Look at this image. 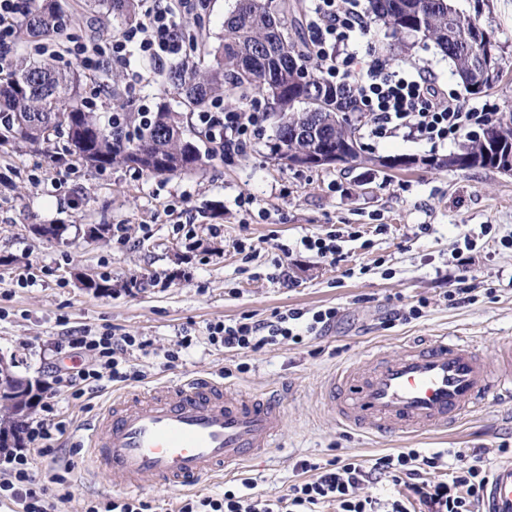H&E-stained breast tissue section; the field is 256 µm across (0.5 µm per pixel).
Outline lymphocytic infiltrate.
<instances>
[{"instance_id": "lymphocytic-infiltrate-1", "label": "lymphocytic infiltrate", "mask_w": 512, "mask_h": 512, "mask_svg": "<svg viewBox=\"0 0 512 512\" xmlns=\"http://www.w3.org/2000/svg\"><path fill=\"white\" fill-rule=\"evenodd\" d=\"M141 23L102 41L38 45L39 54L69 55L81 59L88 70H97L101 58L130 67L133 59L160 64L182 54L183 27L202 17V0H142ZM30 10L29 0H0V72L14 63L13 46L19 26ZM308 28L310 46L323 77L331 84H343L354 93L360 110L372 114L366 133L385 139L399 131L412 138L438 143L453 139L469 126L488 123L489 113L464 111L456 97L440 88L415 61H405L398 69H386L382 62L368 68L358 65L350 47L366 36L370 22L360 0H309ZM207 138L223 144L225 150L240 149L248 139L260 133V113L248 109H225L213 102L196 117ZM338 311L328 307L312 313L289 311L271 319L244 316L233 323L216 322L207 327L211 344L240 354L259 352L288 341L295 344L319 337L335 323ZM139 337L111 332L96 336L70 331L63 336L60 349L79 357L76 366L55 364L50 368L56 382L66 383L73 396L80 397L88 385L102 380L138 381L142 375L128 364L132 348H145ZM64 422L42 419L25 431L23 447L0 454V504L20 505L22 512H59L68 498L67 478L52 476L56 492L36 481L30 449L49 453L54 436L63 432ZM447 467V478L425 479L426 469ZM303 480L285 493L268 497L254 493L253 482L225 489L219 496L191 497L182 501L178 512H319L324 504H334L336 512H478L488 472L482 452L430 448H405L375 458L371 465L354 459H333L325 465L300 461ZM391 479L400 494L384 498L365 494L363 485Z\"/></svg>"}]
</instances>
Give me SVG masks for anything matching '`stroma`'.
Returning a JSON list of instances; mask_svg holds the SVG:
<instances>
[{
	"label": "stroma",
	"instance_id": "1",
	"mask_svg": "<svg viewBox=\"0 0 512 512\" xmlns=\"http://www.w3.org/2000/svg\"><path fill=\"white\" fill-rule=\"evenodd\" d=\"M452 4L498 47L503 73L487 93L468 95L453 62L433 43L382 23L356 43V55L393 69L416 61L464 108L503 118L512 113V0ZM125 86L122 79L105 87L87 80L82 98L104 114L137 111L144 97L154 106L181 107L165 74L133 95ZM251 107L263 115L260 136L221 156L216 144L200 138L204 164L176 174L151 175L123 164L97 171L24 143L0 150V352L16 357L20 375L47 383L66 331L109 330L148 342L130 356L143 381L105 382L80 399L66 387L56 392L55 413L66 429L52 446L60 462L74 465L64 512H82L88 500L116 494L105 476L90 473L84 424L122 390H147L188 375L223 381L244 394L280 391L282 445L235 474L189 490L144 479L139 493L157 512H177L186 494L216 495L245 478L256 493L280 494L301 480L295 464L303 459L323 464L352 457L367 464L395 448H479L491 467L505 458L500 445L512 447L507 405L480 411L445 435L402 439L346 429L321 397L329 372L373 346L395 354L405 340L448 334L472 338L491 354L501 337L512 336V249L501 244L512 235V175L422 165V158L458 152L460 140H376L365 133L366 112L351 115L362 131L360 159L331 168L289 167L271 151L275 121L265 102ZM393 157L418 163L399 170L374 164ZM37 224L63 226L62 239L36 235ZM91 224L123 225L127 240L110 233L89 239ZM334 230L340 233L335 259L301 244ZM279 267L285 280L272 278ZM81 273L110 277L111 295L81 288ZM461 274L475 301L453 305L448 292ZM418 303L420 318L387 322L391 309ZM326 307L339 310L335 326L299 345L284 342L243 356L208 340L211 323ZM185 337L190 347L167 365L165 352ZM243 362L244 373L237 369Z\"/></svg>",
	"mask_w": 512,
	"mask_h": 512
}]
</instances>
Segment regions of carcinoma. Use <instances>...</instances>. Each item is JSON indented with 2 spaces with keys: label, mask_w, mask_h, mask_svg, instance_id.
I'll return each instance as SVG.
<instances>
[{
  "label": "carcinoma",
  "mask_w": 512,
  "mask_h": 512,
  "mask_svg": "<svg viewBox=\"0 0 512 512\" xmlns=\"http://www.w3.org/2000/svg\"><path fill=\"white\" fill-rule=\"evenodd\" d=\"M102 17L126 24L139 22L136 0H96ZM370 23L384 22L397 31L414 32L436 44L456 65L468 94L488 92L501 74L496 45L478 23L449 8L450 0H368ZM294 11L290 0H235L224 20L218 44L198 41L186 33L191 48L210 57L204 68H178L168 80L180 90L184 110L157 106L150 124L132 140L112 128L110 119L87 110L81 98L82 75L46 61L19 60L0 75V148L13 142L63 148L82 164L105 170L114 164H133L152 174H174L203 163L195 141L185 137L188 117L211 102L230 97L236 103L262 97L278 118L272 152L281 160L305 149L309 142L294 137L297 127H316L320 144L343 150L360 144L357 127L349 119L336 125L337 113L357 110L345 87L324 80L308 65L310 47L288 36ZM62 0H42L27 18L21 34L33 40L67 38ZM512 153V114L468 140L446 159H425L431 167L499 169V160Z\"/></svg>",
  "instance_id": "cac0c4a2"
}]
</instances>
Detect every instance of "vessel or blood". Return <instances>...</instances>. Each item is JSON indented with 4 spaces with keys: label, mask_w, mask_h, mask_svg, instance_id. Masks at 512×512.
<instances>
[{
    "label": "vessel or blood",
    "mask_w": 512,
    "mask_h": 512,
    "mask_svg": "<svg viewBox=\"0 0 512 512\" xmlns=\"http://www.w3.org/2000/svg\"><path fill=\"white\" fill-rule=\"evenodd\" d=\"M323 390L329 411L353 431L398 438L445 431L479 405H512V341L492 357L463 336L426 338L392 357L373 350L330 373ZM283 415L278 392L245 396L189 377L114 397L86 426L85 455L118 490H137L147 476L195 486L274 448ZM483 512H512V460L491 470Z\"/></svg>",
    "instance_id": "vessel-or-blood-1"
}]
</instances>
